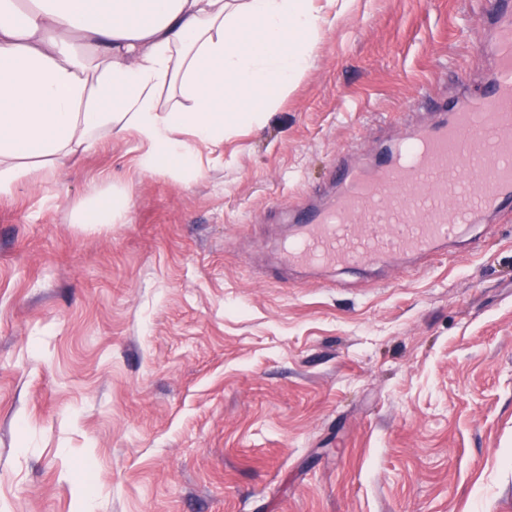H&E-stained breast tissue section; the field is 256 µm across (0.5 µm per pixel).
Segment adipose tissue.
Listing matches in <instances>:
<instances>
[{"label":"adipose tissue","instance_id":"ef3b65f1","mask_svg":"<svg viewBox=\"0 0 512 512\" xmlns=\"http://www.w3.org/2000/svg\"><path fill=\"white\" fill-rule=\"evenodd\" d=\"M314 0H0V196L53 178L104 136L186 184L195 145L259 123L313 63ZM129 190L100 192L82 224H120Z\"/></svg>","mask_w":512,"mask_h":512}]
</instances>
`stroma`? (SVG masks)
<instances>
[{"mask_svg":"<svg viewBox=\"0 0 512 512\" xmlns=\"http://www.w3.org/2000/svg\"><path fill=\"white\" fill-rule=\"evenodd\" d=\"M481 0H353L179 185L112 138L0 198V512H512V221L431 260L280 264L297 199L480 91ZM128 189L123 224L76 206Z\"/></svg>","mask_w":512,"mask_h":512,"instance_id":"1","label":"stroma"}]
</instances>
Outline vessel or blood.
Instances as JSON below:
<instances>
[{
    "label": "vessel or blood",
    "instance_id": "vessel-or-blood-1",
    "mask_svg": "<svg viewBox=\"0 0 512 512\" xmlns=\"http://www.w3.org/2000/svg\"><path fill=\"white\" fill-rule=\"evenodd\" d=\"M490 77L425 124L387 140L373 162L338 158L336 193L296 210L286 264L358 266L444 251L463 225L512 214V15L482 46Z\"/></svg>",
    "mask_w": 512,
    "mask_h": 512
}]
</instances>
